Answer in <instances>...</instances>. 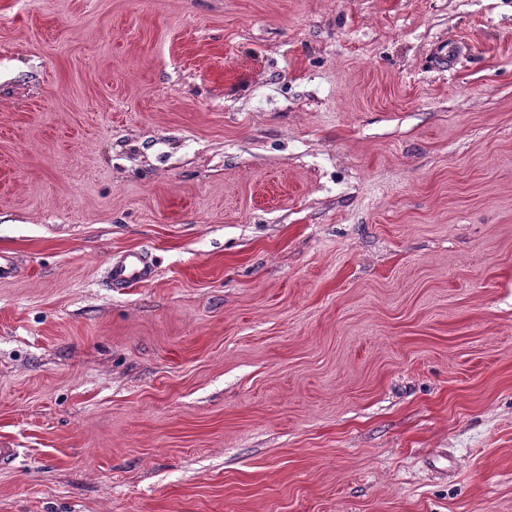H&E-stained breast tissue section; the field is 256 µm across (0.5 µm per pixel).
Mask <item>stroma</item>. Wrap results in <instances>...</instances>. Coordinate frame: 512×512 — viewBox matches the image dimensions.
Masks as SVG:
<instances>
[{
  "mask_svg": "<svg viewBox=\"0 0 512 512\" xmlns=\"http://www.w3.org/2000/svg\"><path fill=\"white\" fill-rule=\"evenodd\" d=\"M2 255L0 512H512V0H0ZM154 275V266L149 256L142 251H128L113 258L108 266V276L113 287L143 282Z\"/></svg>",
  "mask_w": 512,
  "mask_h": 512,
  "instance_id": "1",
  "label": "stroma"
}]
</instances>
